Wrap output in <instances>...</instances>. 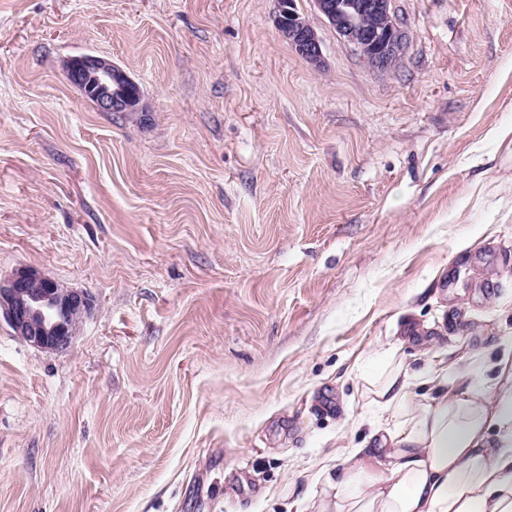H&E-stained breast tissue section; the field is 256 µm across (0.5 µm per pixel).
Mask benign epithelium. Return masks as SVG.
<instances>
[{
	"label": "benign epithelium",
	"mask_w": 512,
	"mask_h": 512,
	"mask_svg": "<svg viewBox=\"0 0 512 512\" xmlns=\"http://www.w3.org/2000/svg\"><path fill=\"white\" fill-rule=\"evenodd\" d=\"M316 11L373 68L390 69L406 49L407 35L392 0H310ZM281 35L305 60H321L320 41L297 10L295 0H277ZM70 81L101 112H144L139 85L125 71L100 57L67 62ZM92 308L88 295L61 287L34 270L0 280V321L30 344L49 353L71 344L78 324Z\"/></svg>",
	"instance_id": "1"
}]
</instances>
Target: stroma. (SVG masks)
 <instances>
[{"instance_id":"obj_1","label":"stroma","mask_w":512,"mask_h":512,"mask_svg":"<svg viewBox=\"0 0 512 512\" xmlns=\"http://www.w3.org/2000/svg\"><path fill=\"white\" fill-rule=\"evenodd\" d=\"M394 6L380 72L310 0L317 66L276 0H0V278L94 300L57 353L0 324V512H311L391 352L512 336V0ZM277 3L281 35L303 59L319 63L322 55L320 41L314 29L297 10L295 0H277ZM66 70L70 81L99 111H145L139 85L111 61L85 55L68 61Z\"/></svg>"}]
</instances>
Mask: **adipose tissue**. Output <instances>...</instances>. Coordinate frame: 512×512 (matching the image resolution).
<instances>
[{
    "label": "adipose tissue",
    "instance_id": "ef3b65f1",
    "mask_svg": "<svg viewBox=\"0 0 512 512\" xmlns=\"http://www.w3.org/2000/svg\"><path fill=\"white\" fill-rule=\"evenodd\" d=\"M369 395L384 470L351 453L318 512H512V339L420 374L389 361Z\"/></svg>",
    "mask_w": 512,
    "mask_h": 512
}]
</instances>
